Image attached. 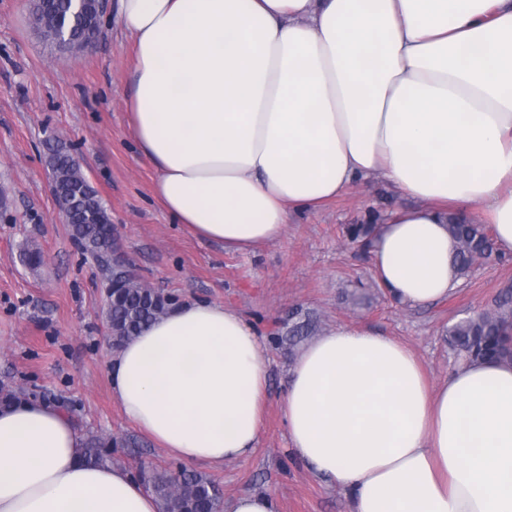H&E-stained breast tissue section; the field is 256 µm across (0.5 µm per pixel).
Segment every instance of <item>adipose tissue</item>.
Instances as JSON below:
<instances>
[{"label": "adipose tissue", "mask_w": 512, "mask_h": 512, "mask_svg": "<svg viewBox=\"0 0 512 512\" xmlns=\"http://www.w3.org/2000/svg\"><path fill=\"white\" fill-rule=\"evenodd\" d=\"M112 14L134 50L129 133L193 236L249 252L380 178L418 201L370 249L396 302L455 290L448 217L468 207L512 254V0H113ZM107 367L125 418L174 458L255 450L267 348L236 310L177 304ZM283 414L290 453L351 512H512V360L434 385L403 342L339 327L291 364ZM81 438L45 402L0 407V512H158L130 473L82 463Z\"/></svg>", "instance_id": "1"}]
</instances>
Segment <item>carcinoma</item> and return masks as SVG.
I'll return each instance as SVG.
<instances>
[{"label":"carcinoma","mask_w":512,"mask_h":512,"mask_svg":"<svg viewBox=\"0 0 512 512\" xmlns=\"http://www.w3.org/2000/svg\"><path fill=\"white\" fill-rule=\"evenodd\" d=\"M99 24L90 18L73 29L72 44L98 32ZM48 166L55 177L69 188L60 202L67 210L73 200H80L83 211L69 223L74 242L95 261L107 281L106 319L113 345L120 346L144 326L167 313L173 301L152 288H143L134 269L111 264L106 254L109 240V213L80 163L64 148L51 149ZM448 231L456 241L453 263L459 276L467 275L473 261L496 254L494 238L483 224L448 217ZM316 329V320L305 314L288 324V346H294ZM448 346L460 357L471 360L512 357V291H501L492 308L477 312L448 326ZM25 399L24 390L0 385V405L11 406ZM110 440L91 435L80 448L82 459L94 466L112 465ZM136 477L160 501L162 512H220L221 497L209 478L183 471L175 480L165 470L140 468Z\"/></svg>","instance_id":"obj_1"}]
</instances>
